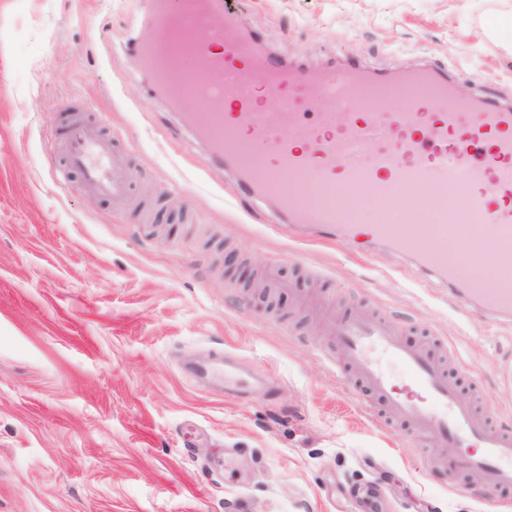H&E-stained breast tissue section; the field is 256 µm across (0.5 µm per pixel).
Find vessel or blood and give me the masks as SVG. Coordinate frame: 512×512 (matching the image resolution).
I'll return each instance as SVG.
<instances>
[{"label": "vessel or blood", "instance_id": "b4317fda", "mask_svg": "<svg viewBox=\"0 0 512 512\" xmlns=\"http://www.w3.org/2000/svg\"><path fill=\"white\" fill-rule=\"evenodd\" d=\"M233 16L216 19L214 0H145L131 20L141 35L138 67L157 74L177 101L192 100L189 135L237 170L256 193L274 197L294 224H310L347 241L388 246L423 277L447 288L479 315L512 323V103L483 95L460 97L446 70L427 66L386 80L351 63L299 75L258 56L238 34ZM275 85L273 106L258 103L262 87ZM314 87L321 108L315 121L302 110ZM417 96L397 102V88ZM56 140L86 192L122 202L128 196L125 150L81 119L60 126ZM371 193L375 220L359 234L337 196ZM421 190L414 218L392 223L398 200ZM451 196L459 223L437 224L434 199ZM455 236L461 247L438 256L433 242ZM494 254L498 272L478 271ZM321 320L328 342L342 352L353 376L368 386L385 419L402 422L423 440L463 449L467 471L484 485L512 491V429L481 415L457 383L423 346L403 341L387 320L367 308H329ZM399 363L402 382L387 374ZM192 377L221 390H253L260 378L240 381L222 356L198 362Z\"/></svg>", "mask_w": 512, "mask_h": 512}]
</instances>
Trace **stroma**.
I'll use <instances>...</instances> for the list:
<instances>
[{
    "label": "stroma",
    "instance_id": "obj_1",
    "mask_svg": "<svg viewBox=\"0 0 512 512\" xmlns=\"http://www.w3.org/2000/svg\"><path fill=\"white\" fill-rule=\"evenodd\" d=\"M142 0H0V512H499L503 492L437 467L344 385L299 294L367 305L437 338L512 425V328L400 270L389 249L275 216L206 150L198 106L132 78ZM240 26L299 70L452 65L512 101V0H236ZM124 142L135 205L86 193L54 130L66 108ZM229 357L272 398L215 393L186 359Z\"/></svg>",
    "mask_w": 512,
    "mask_h": 512
}]
</instances>
